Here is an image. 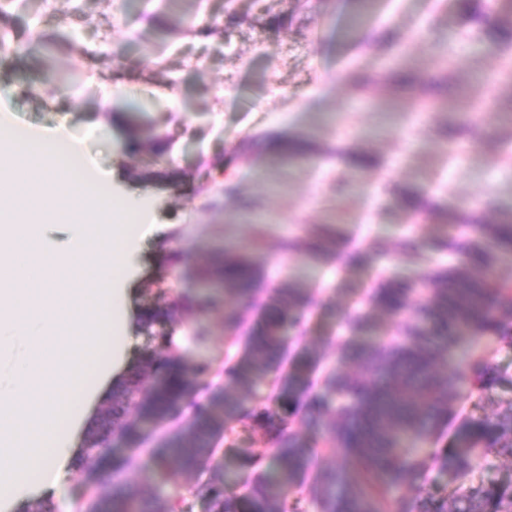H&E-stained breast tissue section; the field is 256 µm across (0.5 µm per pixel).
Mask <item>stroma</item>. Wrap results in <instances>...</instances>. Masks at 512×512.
Segmentation results:
<instances>
[{"label": "stroma", "mask_w": 512, "mask_h": 512, "mask_svg": "<svg viewBox=\"0 0 512 512\" xmlns=\"http://www.w3.org/2000/svg\"><path fill=\"white\" fill-rule=\"evenodd\" d=\"M358 0H181L157 9L154 0H22L7 5L0 27L26 35H55L53 54L35 48L23 55L0 52V109L12 117L15 136L42 131L61 121L111 127L115 137L127 129L123 116L102 112V90L123 83L140 99L156 100L143 127H189L173 149L180 177L135 183L131 169L139 156L101 145L88 136L91 155L119 174L122 184L138 186L172 217L171 224L143 244L132 299L140 309L143 288L164 278L188 299L209 292L198 266L227 247L251 250L267 273L268 286L292 280L312 297V318L298 342L335 359L340 342L336 325L357 295L375 286L378 272L411 279L402 244L422 245L448 229L450 216L478 210L493 223L512 214V121L487 103L505 94L498 76L505 60L490 51L481 25L464 19L455 0H377L368 25L345 34ZM235 15L226 24L227 15ZM416 64L422 73L446 69L448 93L479 111L475 124L463 114L430 108L425 95H396L389 67ZM81 68L87 91L74 94L50 79V72ZM366 80L357 99L352 72ZM176 93L179 106L166 99ZM455 125V139L441 128ZM283 131L307 151L302 162L264 149L263 134ZM367 149L380 164L348 178L347 154ZM220 158L223 170L207 167ZM418 187L441 200L440 210L423 223H410L396 202L405 187ZM332 226L350 248L383 244L366 264L348 267L329 258L313 262L284 252L285 239H305ZM179 252L178 264L166 255ZM224 311L183 312L188 328L203 326L205 341L190 347L188 358L221 365ZM512 403V388L491 397L466 390L449 406L445 425L432 437L423 460L428 485L439 483L432 450L453 447L455 432L471 414H492ZM110 462H89L75 473L57 512H72L87 485L111 486Z\"/></svg>", "instance_id": "35a3bbf8"}]
</instances>
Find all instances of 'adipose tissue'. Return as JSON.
Returning a JSON list of instances; mask_svg holds the SVG:
<instances>
[{
    "label": "adipose tissue",
    "instance_id": "adipose-tissue-1",
    "mask_svg": "<svg viewBox=\"0 0 512 512\" xmlns=\"http://www.w3.org/2000/svg\"><path fill=\"white\" fill-rule=\"evenodd\" d=\"M0 117V512L26 496L58 499L72 479L85 380L111 329L112 348L135 343L128 312L138 252L125 225L101 220L77 193L57 146L84 153L67 124L16 139Z\"/></svg>",
    "mask_w": 512,
    "mask_h": 512
}]
</instances>
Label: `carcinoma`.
<instances>
[{"instance_id":"1","label":"carcinoma","mask_w":512,"mask_h":512,"mask_svg":"<svg viewBox=\"0 0 512 512\" xmlns=\"http://www.w3.org/2000/svg\"><path fill=\"white\" fill-rule=\"evenodd\" d=\"M490 25V48L512 54V0ZM458 11L477 19L482 0H456ZM395 90L419 94L414 69L391 76ZM398 206L411 215L430 211L424 191L407 187ZM463 229L433 240L438 253L456 261L428 271L425 298L415 280L383 277L367 302L342 318L346 332L341 355L325 367L303 353L293 371L288 361L289 331L304 332L310 293L288 280L267 287L263 268L246 251L224 250L201 276L221 291L227 354L224 386L208 381L210 362L189 366L190 342L202 341L200 328L178 334L184 307L173 289L162 305L142 310L141 333L153 346L141 349L123 380L112 389V408L101 419L99 437L84 450L78 469L101 457L120 436L140 440L128 422L130 411L173 425L145 463L162 481L112 484L104 494L92 489L96 512H512V481L470 479L474 461L490 456L512 459V407L496 418L471 416L458 427L454 447L435 454L440 491L418 501L396 496L420 477V445L432 434L447 403L466 387L479 393L512 386V374L481 357L465 371L444 376L438 367L465 337H490L512 346V298L489 279L474 274L499 255L512 253V216L488 224L474 214L453 220ZM340 233L326 228L315 237L287 244L312 260L336 252ZM406 316L394 336H378L372 312ZM355 363L363 379L340 365ZM325 417L314 440L293 431L303 413ZM258 434L265 447L245 439ZM343 455L344 461L320 471L317 457ZM208 467V477L181 491L180 476Z\"/></svg>"}]
</instances>
